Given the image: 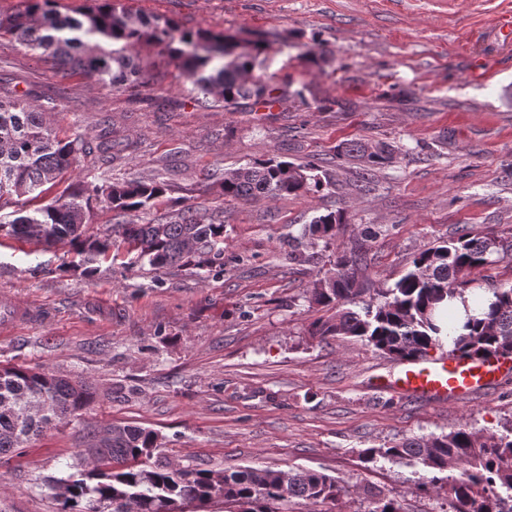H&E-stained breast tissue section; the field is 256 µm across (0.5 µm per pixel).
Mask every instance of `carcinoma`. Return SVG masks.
<instances>
[{
  "label": "carcinoma",
  "mask_w": 512,
  "mask_h": 512,
  "mask_svg": "<svg viewBox=\"0 0 512 512\" xmlns=\"http://www.w3.org/2000/svg\"><path fill=\"white\" fill-rule=\"evenodd\" d=\"M22 7L0 16V31L16 36L27 48L55 65L68 66L114 88L145 83L146 69L136 47L152 41L163 44L183 60L193 85L205 96L226 105L241 100L277 99L278 88L250 78L261 64L254 43L230 59L224 47H239L235 38L203 30L184 29L164 19L142 16L122 0H94L90 9L62 15L57 0H21ZM118 151V144L96 145L76 134L65 138L47 124L45 113L21 99L0 98V208L34 200L50 190L80 159L94 152ZM337 156L356 158L366 170L392 162L394 149L384 142L352 139L341 143ZM316 166L275 159L257 160L211 174L222 195L234 199H277L318 192L324 183ZM167 192L161 181L129 179L97 184L83 181L66 195L0 224V231L25 241L50 245L68 240L88 264L116 249L134 255V263L154 271L192 267L224 272V212L202 214L191 207L147 224L117 223L101 235H88L89 201L103 197L121 216L144 210ZM343 216L329 212L308 224L299 237L288 240V259L304 266L317 263L316 242L336 240ZM366 233L328 259L329 268L313 282L310 303L333 307L336 314L312 325L310 335L325 341L354 337L395 360L426 357L443 346L450 351L481 353L512 351V286L486 281L491 297L480 317L467 315L463 324L443 328L435 310L464 297L475 276L512 256V237L481 235L458 229L444 245L425 248L412 267L392 287L372 288L365 275L369 241ZM367 296L363 302L359 298ZM363 304L355 311L353 306ZM95 399L83 379L35 370L24 365L0 366V458L23 447L48 429L77 419ZM81 454L93 459L88 471L56 481L59 512H206L216 499L224 512H288L301 499L312 506L336 503L350 494L341 480L306 468L287 471L246 467L212 471L164 463L159 434L140 426L113 424L88 429ZM412 458L429 476L417 489L443 494L449 512H512V428L502 434L479 435L460 425L438 436L406 438L390 446L368 448L364 456ZM457 467V475L448 469ZM368 512H401L396 496L382 489L366 490Z\"/></svg>",
  "instance_id": "cac0c4a2"
}]
</instances>
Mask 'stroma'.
<instances>
[{
    "label": "stroma",
    "mask_w": 512,
    "mask_h": 512,
    "mask_svg": "<svg viewBox=\"0 0 512 512\" xmlns=\"http://www.w3.org/2000/svg\"><path fill=\"white\" fill-rule=\"evenodd\" d=\"M143 13L259 42L252 73L287 99L227 107L201 101L180 58L142 44L151 81L114 90L52 65L0 32V92L43 110L59 135L126 143L114 160L87 157L64 176L163 180L170 189L143 224L184 207L224 213V272L161 273L126 253L85 275L67 243L36 245L0 232V293L40 308L43 320L0 335V365L41 366L92 383L81 418L0 458V512H57V479L85 468L86 428L152 429L163 456L198 469L301 467L352 491L323 512H365L361 485L398 495L402 512H448L417 492L426 475L412 459L363 452L465 424L477 433L512 423V377L435 407L377 387L388 355L351 337L321 341L309 325L327 309L309 304L316 264L288 259V240L313 217L343 215L336 243L376 230L367 274L391 287L415 254L459 226L512 236V41L472 43L512 0H125ZM364 138L393 146L372 189L360 161L336 157ZM315 162L321 191L270 199L221 195L210 174L258 159Z\"/></svg>",
    "instance_id": "obj_1"
}]
</instances>
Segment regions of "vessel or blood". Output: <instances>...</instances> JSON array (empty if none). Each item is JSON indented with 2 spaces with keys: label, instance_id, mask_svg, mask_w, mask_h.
Returning a JSON list of instances; mask_svg holds the SVG:
<instances>
[{
  "label": "vessel or blood",
  "instance_id": "vessel-or-blood-1",
  "mask_svg": "<svg viewBox=\"0 0 512 512\" xmlns=\"http://www.w3.org/2000/svg\"><path fill=\"white\" fill-rule=\"evenodd\" d=\"M34 309L16 307L9 295H0V327L19 319H37ZM512 374V352L454 353L434 359L402 361L393 374L378 376L376 384L390 391L421 398L438 406L466 399L499 376Z\"/></svg>",
  "mask_w": 512,
  "mask_h": 512
}]
</instances>
